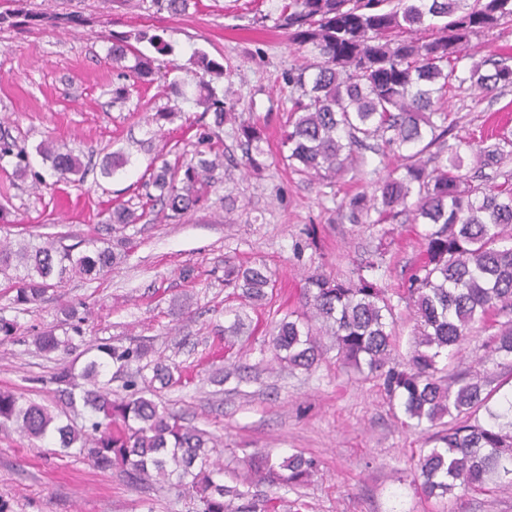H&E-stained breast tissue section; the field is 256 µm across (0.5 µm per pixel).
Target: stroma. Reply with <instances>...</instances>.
<instances>
[{
  "mask_svg": "<svg viewBox=\"0 0 512 512\" xmlns=\"http://www.w3.org/2000/svg\"><path fill=\"white\" fill-rule=\"evenodd\" d=\"M21 7L49 14L81 12L78 30L53 27L0 28V131L29 155L30 173L0 168V242L108 247L119 262L89 281L73 274L48 291L43 302L13 303L0 274V319L14 324L0 336V389L48 405L58 400L52 376L62 365L82 368L92 344L141 345L142 375L167 360L182 380L154 388L192 425L221 436L237 460L269 450L277 458L301 451L317 457L318 473L299 489H280L300 499L303 512H512V490L467 491L461 499H425L413 481L425 435L403 423L376 381L357 378L335 360L311 372L282 369L273 360L270 331L288 310L300 308L306 278L348 277L377 248L387 251L381 287L402 288L423 257V225L395 220L354 221L347 207L371 192L397 157L380 163L366 152L360 170L331 182L297 174L283 158L281 134L291 92L282 74L309 62L275 22L281 0H198L188 14H156L145 0H20ZM147 25L165 29L175 45L173 78L193 86L195 51L231 62L227 102L243 119L258 121L261 170L245 164L236 125L212 139L221 164L189 214L154 210L150 221L117 229L107 210L146 201L142 175L154 158L193 159L197 135L211 114L194 100L171 93L163 80L131 84L123 97L107 57L116 34ZM448 109L459 119L448 136L474 177L468 148L494 120L512 132V87L482 94L469 86L453 93ZM168 113L162 124L154 113ZM70 149L88 164L84 180L56 191L35 187L42 170L39 147ZM123 153L128 163L102 176L103 159ZM262 264L276 280L260 306L224 285L226 265ZM246 311V326L232 349L224 347V311ZM44 331L68 339L65 352L44 354L34 338ZM0 502L8 512H195L190 498L166 487L132 485L118 469H101L55 455L50 441L0 429Z\"/></svg>",
  "mask_w": 512,
  "mask_h": 512,
  "instance_id": "stroma-1",
  "label": "stroma"
}]
</instances>
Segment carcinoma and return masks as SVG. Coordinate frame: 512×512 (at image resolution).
<instances>
[{"label":"carcinoma","instance_id":"1","mask_svg":"<svg viewBox=\"0 0 512 512\" xmlns=\"http://www.w3.org/2000/svg\"><path fill=\"white\" fill-rule=\"evenodd\" d=\"M156 12L182 15L193 0H150ZM35 26L78 29L86 24L78 11L25 14ZM278 26L288 41L314 53L315 61L283 74L297 96L291 97L282 146L295 170L318 181L332 180L362 164L371 149L385 159L413 148L400 172L378 181L372 195L358 194L348 206L355 217L384 224L405 215L430 226L422 234L424 261L404 292H390L373 281L386 267L381 251L346 279L324 275L307 278L302 309L291 310L274 328L270 345L275 358L290 367L311 370L325 355L360 375L376 378L390 404H398L416 425H427L433 447L419 454L416 470L428 498L445 497L456 487H512V395L498 396L502 383L486 370L451 371L450 360L473 329L492 328L489 357L512 365V174L483 176L471 185L461 170L459 151L445 147L450 114L444 105L458 85L482 93L512 87V46L498 57L473 64L458 74V53L471 38L500 29L512 33V0H285ZM424 30L431 37L416 33ZM148 43L151 57L132 45ZM174 53L170 41L152 28L112 37L108 58L118 76L138 82L167 76L159 57ZM202 70L194 95L205 101L220 128L235 119L215 81L230 79L234 66L223 65L201 51L193 54ZM133 60L128 65L126 61ZM381 139L374 146L370 141ZM488 149L477 145L479 168L500 164V144L512 146L508 135L496 134ZM437 151L430 152L431 148ZM48 176L35 181L68 183L83 178L84 167L71 151L44 144ZM197 162H162L150 166L144 181L146 198L172 213L193 210L202 198L195 189L215 168V161L197 151ZM15 159L16 170L29 168L27 153L7 135H0V162ZM376 218H371V214ZM123 203L108 210L106 223L126 226L145 219ZM116 257L107 248L77 254L64 246L30 242L14 250L0 245V272H20L13 301L19 306L40 303L69 273L100 276ZM224 283L239 288L255 305L267 299L275 280L266 266L229 265ZM412 309L413 342L407 356L395 358L393 326L399 303ZM44 352H56L66 341L51 333L34 338ZM96 354L81 378L90 385L80 399L90 412L87 424L75 428L53 416L44 405L0 390V424L11 422L26 436L51 438L62 457H82L101 468L117 466L135 483L166 482L195 494L199 512H290L288 500L253 490L260 484L295 489L307 484L319 463L301 452L278 460L260 453L246 462L247 476L213 457L217 439L206 430L185 425L154 400L135 393L114 399L112 367L123 371L143 356L138 348L109 344ZM153 382L162 387L180 382L174 367L160 360Z\"/></svg>","mask_w":512,"mask_h":512}]
</instances>
